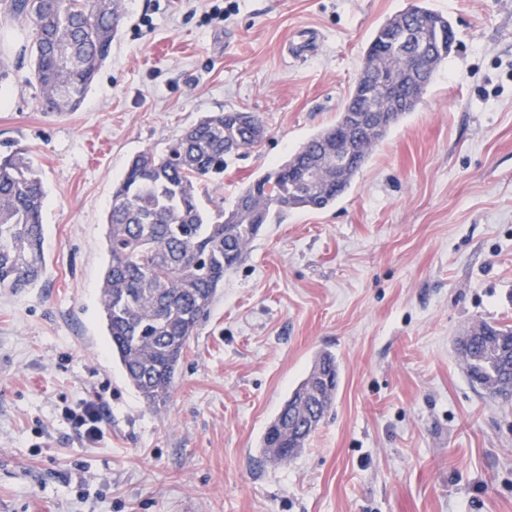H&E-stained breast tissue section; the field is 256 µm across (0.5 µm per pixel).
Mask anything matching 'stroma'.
I'll return each mask as SVG.
<instances>
[{
  "label": "stroma",
  "mask_w": 512,
  "mask_h": 512,
  "mask_svg": "<svg viewBox=\"0 0 512 512\" xmlns=\"http://www.w3.org/2000/svg\"><path fill=\"white\" fill-rule=\"evenodd\" d=\"M410 0H125L81 107H38L0 13V155L27 149L47 193L45 272L0 288V512H512V401L483 394L456 341L512 325V0H428L458 45L414 112L321 212L268 224L148 408L113 361L100 300L112 190L141 151L204 113L259 116L227 158L225 205L333 124L372 33ZM323 352L331 410L299 455L268 423ZM94 400L99 442L65 411Z\"/></svg>",
  "instance_id": "1"
}]
</instances>
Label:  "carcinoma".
I'll return each mask as SVG.
<instances>
[{"label":"carcinoma","instance_id":"1","mask_svg":"<svg viewBox=\"0 0 512 512\" xmlns=\"http://www.w3.org/2000/svg\"><path fill=\"white\" fill-rule=\"evenodd\" d=\"M8 15L30 25L29 81L45 113L76 111L108 59L125 17L124 0H6ZM412 39H403L404 35ZM456 41L448 17L427 0L397 12L367 44L356 81L336 123L319 131L283 163L249 183L233 206L212 200L224 179L231 146L246 150L264 138L263 123L239 111L207 112L158 153L147 149L112 191L106 216L108 257L100 286L112 356L129 385L154 410L168 403L190 339L209 315L224 276L243 260L266 224L295 210L322 211L346 193L373 147L387 134L354 132L350 112L384 107L382 78L423 91ZM430 56L409 77L408 45ZM46 191L24 149L0 156V288H34L46 267L42 211ZM463 367L492 397L512 398V326L476 321L457 340ZM336 358L317 357L261 439L276 465L296 456L331 409L338 385Z\"/></svg>","mask_w":512,"mask_h":512}]
</instances>
